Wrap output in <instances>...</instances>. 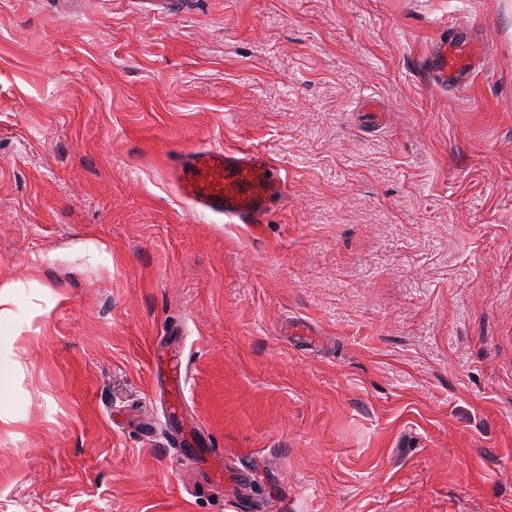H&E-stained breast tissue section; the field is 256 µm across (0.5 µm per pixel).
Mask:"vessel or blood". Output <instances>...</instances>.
Returning <instances> with one entry per match:
<instances>
[{
	"label": "vessel or blood",
	"mask_w": 512,
	"mask_h": 512,
	"mask_svg": "<svg viewBox=\"0 0 512 512\" xmlns=\"http://www.w3.org/2000/svg\"><path fill=\"white\" fill-rule=\"evenodd\" d=\"M467 48L455 40L441 41L435 70L441 80L458 79ZM178 194L192 210L223 216L228 224H260L267 205L286 184L280 170L247 150L217 146L187 151L174 166Z\"/></svg>",
	"instance_id": "vessel-or-blood-1"
}]
</instances>
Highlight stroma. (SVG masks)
<instances>
[{"label":"stroma","mask_w":512,"mask_h":512,"mask_svg":"<svg viewBox=\"0 0 512 512\" xmlns=\"http://www.w3.org/2000/svg\"><path fill=\"white\" fill-rule=\"evenodd\" d=\"M3 286L0 512H512V0H0ZM467 48L459 44L452 37L441 40L435 60V70L442 81L458 79L462 76L465 67ZM178 194L194 211L224 216L228 224H261L272 197L286 184L281 170L247 150L209 146L175 162Z\"/></svg>","instance_id":"stroma-1"}]
</instances>
